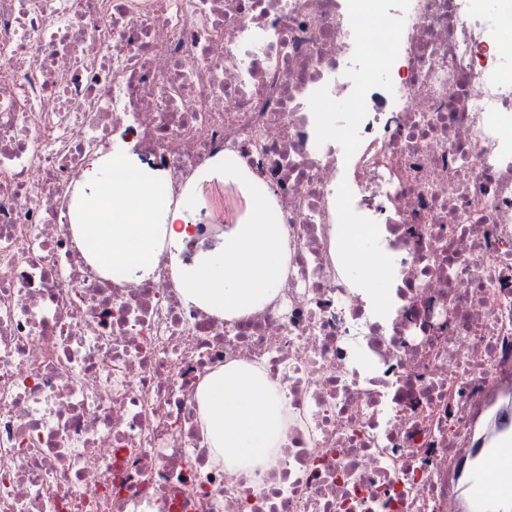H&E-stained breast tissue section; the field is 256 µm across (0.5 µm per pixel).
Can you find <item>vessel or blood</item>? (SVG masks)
Masks as SVG:
<instances>
[{"instance_id":"obj_1","label":"vessel or blood","mask_w":512,"mask_h":512,"mask_svg":"<svg viewBox=\"0 0 512 512\" xmlns=\"http://www.w3.org/2000/svg\"><path fill=\"white\" fill-rule=\"evenodd\" d=\"M458 499L462 512H512V410L500 415L493 434L473 448Z\"/></svg>"}]
</instances>
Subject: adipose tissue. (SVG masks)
I'll return each instance as SVG.
<instances>
[{
    "instance_id": "1",
    "label": "adipose tissue",
    "mask_w": 512,
    "mask_h": 512,
    "mask_svg": "<svg viewBox=\"0 0 512 512\" xmlns=\"http://www.w3.org/2000/svg\"><path fill=\"white\" fill-rule=\"evenodd\" d=\"M84 183L79 230L113 275L146 271L161 241L190 237L195 212L207 205L223 215L224 231L214 249L178 266L175 285L186 302L231 321L271 301L286 278L282 231L265 220V196L223 165H213L203 184L167 208L164 177L120 154L111 164L87 169ZM198 401L201 424L228 469L271 464L286 421L263 367L232 361L209 372L199 383Z\"/></svg>"
}]
</instances>
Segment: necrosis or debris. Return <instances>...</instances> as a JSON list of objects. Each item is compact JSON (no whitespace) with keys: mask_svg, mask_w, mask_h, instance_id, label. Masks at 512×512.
<instances>
[{"mask_svg":"<svg viewBox=\"0 0 512 512\" xmlns=\"http://www.w3.org/2000/svg\"><path fill=\"white\" fill-rule=\"evenodd\" d=\"M114 153L173 203L217 159L261 180L274 299L187 303L202 229L92 265L77 187ZM229 361L284 395L270 468L211 460L197 386ZM511 392L512 44L476 0H0V512H458ZM364 239H357L353 254V265L360 270L374 285V289L384 294L387 291L388 283L384 273V263L375 253L370 251L363 243Z\"/></svg>","mask_w":512,"mask_h":512,"instance_id":"obj_1","label":"necrosis or debris"}]
</instances>
